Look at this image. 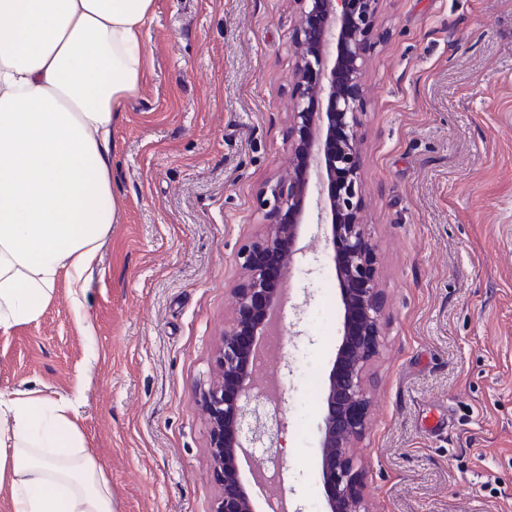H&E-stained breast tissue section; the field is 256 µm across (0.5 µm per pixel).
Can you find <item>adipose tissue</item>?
Here are the masks:
<instances>
[{"mask_svg": "<svg viewBox=\"0 0 512 512\" xmlns=\"http://www.w3.org/2000/svg\"><path fill=\"white\" fill-rule=\"evenodd\" d=\"M154 0H0V330L37 321L67 276L85 291L112 203V123L135 93ZM79 392L0 391L13 512H112Z\"/></svg>", "mask_w": 512, "mask_h": 512, "instance_id": "1", "label": "adipose tissue"}]
</instances>
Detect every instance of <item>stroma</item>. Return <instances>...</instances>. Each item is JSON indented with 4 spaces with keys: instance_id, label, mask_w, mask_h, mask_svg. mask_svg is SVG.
<instances>
[{
    "instance_id": "stroma-1",
    "label": "stroma",
    "mask_w": 512,
    "mask_h": 512,
    "mask_svg": "<svg viewBox=\"0 0 512 512\" xmlns=\"http://www.w3.org/2000/svg\"><path fill=\"white\" fill-rule=\"evenodd\" d=\"M295 0H156L137 93L112 125L117 218L82 310L59 279L0 332V390L82 383L79 426L112 512H212L198 403L234 317L240 249L288 169ZM356 135L384 296L358 443L374 512H512V0H380ZM268 379L281 459L266 505L322 512L316 428L342 334L336 272L303 228ZM89 332H82L79 319Z\"/></svg>"
}]
</instances>
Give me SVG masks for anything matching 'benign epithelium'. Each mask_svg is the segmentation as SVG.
I'll list each match as a JSON object with an SVG mask.
<instances>
[{
	"instance_id": "obj_1",
	"label": "benign epithelium",
	"mask_w": 512,
	"mask_h": 512,
	"mask_svg": "<svg viewBox=\"0 0 512 512\" xmlns=\"http://www.w3.org/2000/svg\"><path fill=\"white\" fill-rule=\"evenodd\" d=\"M295 2L301 24L295 37L292 163L264 199L278 221L266 225L263 237L240 253L244 274L234 288L236 316L214 356L216 379L200 393L212 473L221 486L213 512H257L241 474V459L253 458L252 442L266 427H250L253 365L266 336L282 323L284 286L291 273L287 262L300 251L313 177L344 310L318 424L324 512H372L355 442L368 410L366 371L382 341L383 297L362 224V155L354 127L363 107L364 56L379 0Z\"/></svg>"
}]
</instances>
